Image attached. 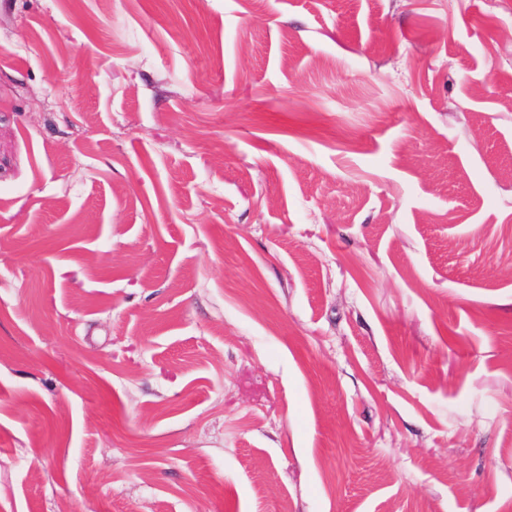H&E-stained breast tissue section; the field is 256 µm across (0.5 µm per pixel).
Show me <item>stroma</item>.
Returning a JSON list of instances; mask_svg holds the SVG:
<instances>
[{
    "label": "stroma",
    "mask_w": 512,
    "mask_h": 512,
    "mask_svg": "<svg viewBox=\"0 0 512 512\" xmlns=\"http://www.w3.org/2000/svg\"><path fill=\"white\" fill-rule=\"evenodd\" d=\"M0 512H512V0H0Z\"/></svg>",
    "instance_id": "1"
}]
</instances>
